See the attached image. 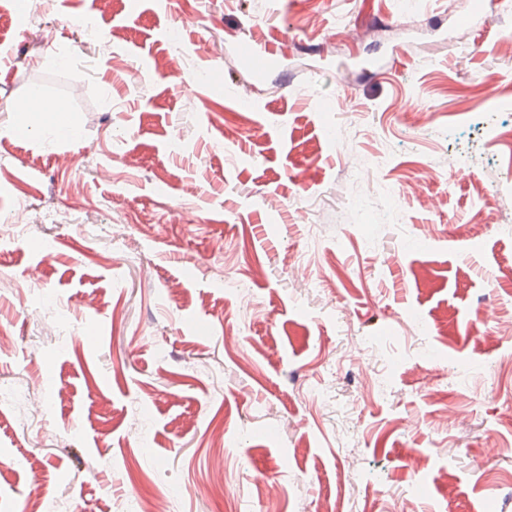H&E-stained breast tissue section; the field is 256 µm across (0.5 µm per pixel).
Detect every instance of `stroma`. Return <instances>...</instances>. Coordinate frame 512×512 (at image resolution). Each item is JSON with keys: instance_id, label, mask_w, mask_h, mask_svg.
I'll list each match as a JSON object with an SVG mask.
<instances>
[{"instance_id": "stroma-1", "label": "stroma", "mask_w": 512, "mask_h": 512, "mask_svg": "<svg viewBox=\"0 0 512 512\" xmlns=\"http://www.w3.org/2000/svg\"><path fill=\"white\" fill-rule=\"evenodd\" d=\"M19 2L0 383L46 430L0 414V512L39 488L60 512H512V0ZM244 42L277 48L263 76ZM32 86L80 140L15 135ZM379 157L420 192L352 177Z\"/></svg>"}]
</instances>
